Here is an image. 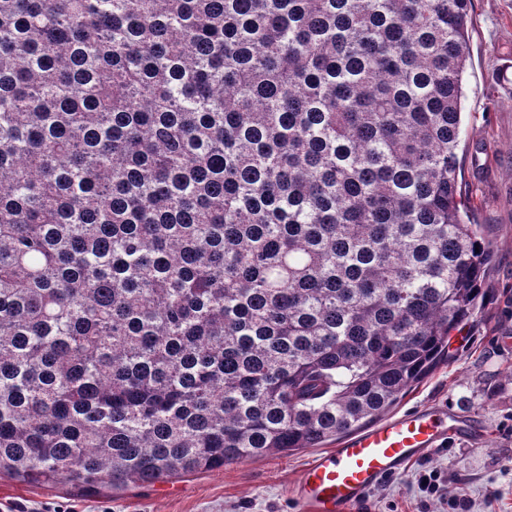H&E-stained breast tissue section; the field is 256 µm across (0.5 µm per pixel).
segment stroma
<instances>
[{
    "label": "stroma",
    "instance_id": "35a3bbf8",
    "mask_svg": "<svg viewBox=\"0 0 512 512\" xmlns=\"http://www.w3.org/2000/svg\"><path fill=\"white\" fill-rule=\"evenodd\" d=\"M459 156L462 199L493 249L479 310L453 332L448 357L391 415L445 406L473 422L426 459L448 475L471 512H512V0H471ZM316 451L305 448L113 493L0 478V512H301L294 485ZM413 461L371 488L355 512H438L424 504Z\"/></svg>",
    "mask_w": 512,
    "mask_h": 512
}]
</instances>
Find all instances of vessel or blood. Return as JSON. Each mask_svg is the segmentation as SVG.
<instances>
[{"label": "vessel or blood", "mask_w": 512, "mask_h": 512, "mask_svg": "<svg viewBox=\"0 0 512 512\" xmlns=\"http://www.w3.org/2000/svg\"><path fill=\"white\" fill-rule=\"evenodd\" d=\"M465 429L445 407L391 417L313 457L297 478L295 497L303 512H354L373 486Z\"/></svg>", "instance_id": "obj_1"}]
</instances>
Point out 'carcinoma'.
<instances>
[{
  "mask_svg": "<svg viewBox=\"0 0 512 512\" xmlns=\"http://www.w3.org/2000/svg\"><path fill=\"white\" fill-rule=\"evenodd\" d=\"M469 0H0V476L318 448L444 360Z\"/></svg>",
  "mask_w": 512,
  "mask_h": 512,
  "instance_id": "cac0c4a2",
  "label": "carcinoma"
}]
</instances>
